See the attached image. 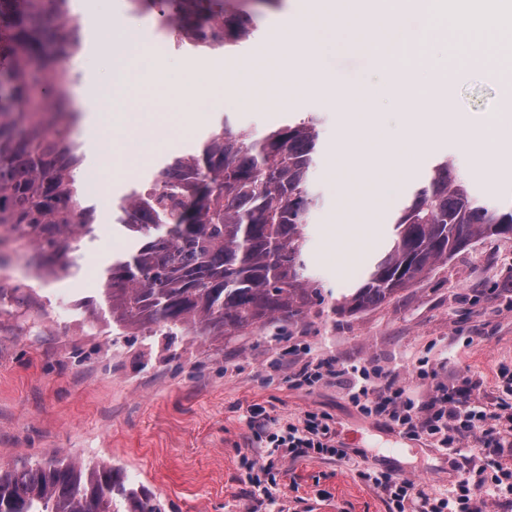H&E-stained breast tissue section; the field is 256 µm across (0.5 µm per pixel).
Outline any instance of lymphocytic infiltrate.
<instances>
[{
  "label": "lymphocytic infiltrate",
  "mask_w": 512,
  "mask_h": 512,
  "mask_svg": "<svg viewBox=\"0 0 512 512\" xmlns=\"http://www.w3.org/2000/svg\"><path fill=\"white\" fill-rule=\"evenodd\" d=\"M353 383L349 397L364 414L385 420L400 432L421 438L436 448L456 451L459 443L472 439L488 454L487 464L469 468L445 493L432 496L415 482L389 473L369 474L368 479L395 506L396 512H483L486 498L512 499V405L490 406L482 402L480 379L472 373L437 384L433 396L423 404L405 397L393 379L383 387L370 380L366 367L336 359H313L293 375L298 386H311L341 375ZM264 456L247 463L248 480L260 496L271 498L276 486L273 472L285 457L321 456L344 460L336 433L325 418L305 415L301 423H289L270 432Z\"/></svg>",
  "instance_id": "1"
}]
</instances>
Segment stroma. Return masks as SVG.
<instances>
[{"label": "stroma", "mask_w": 512, "mask_h": 512, "mask_svg": "<svg viewBox=\"0 0 512 512\" xmlns=\"http://www.w3.org/2000/svg\"><path fill=\"white\" fill-rule=\"evenodd\" d=\"M308 4L280 0L262 7L249 43L212 51V58L223 61L228 75L242 59L265 64L280 50V25ZM76 9L87 45L71 61L79 75L71 89L74 106L97 95L105 58L99 27L107 18L137 28L172 84L190 79L193 52L162 37L156 13L134 11L129 0H78ZM384 54L374 45L337 49L325 61L331 89L289 93L284 107L241 100L228 90L222 111L211 112L205 99L189 103V111L212 114L198 132L176 133L158 121L142 132L119 133L117 158L139 157L151 147L158 153L137 175L126 176L110 163L98 185L85 186L93 231L70 237L71 265L23 268L17 258L33 257L34 247L11 242L0 248V463L59 456L110 464L160 495L166 512H392L365 472L392 473L435 494L484 463V450L472 440L452 454L364 415L348 398V377L297 387L290 376L316 356L356 361L382 368L422 403L436 382L474 372L482 378L484 402L512 403V389L501 379L512 374V236L474 242L389 302L355 316L313 308L280 339L270 324L226 343L192 335L129 336L113 325L101 294L113 259L136 244L132 233L112 223L120 198L164 160L199 149L226 122L259 139L288 122L319 117L308 262L336 295L349 292L384 253L394 216L437 158L452 161L478 198L511 199L512 161L486 178L451 132L417 158L412 182L373 204L343 201L332 165L346 113L331 90L383 75L378 59ZM504 80L501 74L460 78L451 72L440 84L449 105L483 119L495 113ZM365 224L379 231L363 241ZM421 366L435 369L436 379L418 375ZM253 404L281 424L310 412L325 416L346 459H285L275 473V502H259L246 461L263 454L269 429L248 424Z\"/></svg>", "instance_id": "obj_1"}]
</instances>
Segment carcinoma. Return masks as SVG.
<instances>
[{
	"label": "carcinoma",
	"mask_w": 512,
	"mask_h": 512,
	"mask_svg": "<svg viewBox=\"0 0 512 512\" xmlns=\"http://www.w3.org/2000/svg\"><path fill=\"white\" fill-rule=\"evenodd\" d=\"M76 0H0V229L52 262L69 235L92 231L70 136L84 48ZM154 10L178 47H238L256 27L246 4L131 0ZM320 121L309 116L252 139L224 123L194 154L161 167L116 207L115 223L141 245L116 258L103 291L128 330L237 336L260 322L286 325L313 308L341 317L378 307L474 241L512 230V204L474 196L447 159L433 164L397 214L385 253L339 297L307 275L311 172ZM0 512H165L164 503L110 465L50 458L0 465Z\"/></svg>",
	"instance_id": "carcinoma-1"
}]
</instances>
